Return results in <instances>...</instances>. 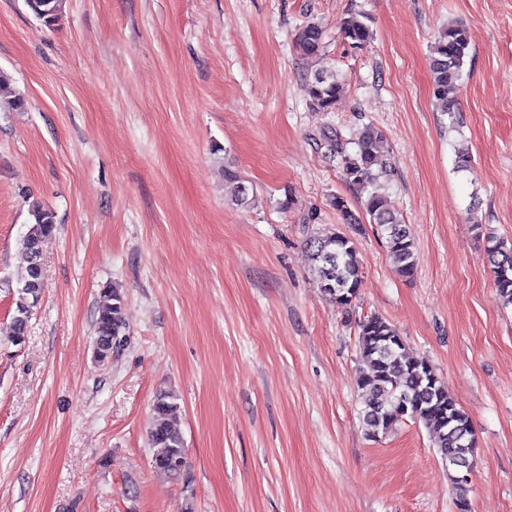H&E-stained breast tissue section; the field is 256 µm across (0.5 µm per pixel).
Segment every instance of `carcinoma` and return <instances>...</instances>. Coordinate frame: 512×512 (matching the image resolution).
Instances as JSON below:
<instances>
[{
    "instance_id": "1",
    "label": "carcinoma",
    "mask_w": 512,
    "mask_h": 512,
    "mask_svg": "<svg viewBox=\"0 0 512 512\" xmlns=\"http://www.w3.org/2000/svg\"><path fill=\"white\" fill-rule=\"evenodd\" d=\"M62 0H26L33 14L52 25L59 18ZM340 34L352 49H361L373 39L370 17L361 11L347 14L340 22ZM324 32L309 22L296 35L303 55L314 57L323 48ZM471 48V35L464 25L449 26L439 32L430 49L433 96L441 111H458L457 91L465 58ZM343 84L336 72L320 70L306 84L312 105L319 111L334 108ZM12 110L24 107V99L11 88L10 76L0 70V103ZM328 152L341 163L344 181L365 196L364 210L370 223L386 242L397 270L404 278L414 277L417 249L410 230L387 195L376 184L387 174L380 163L384 135L372 125L357 133L355 151H346L339 135L326 137ZM346 224L358 223L348 201L336 196L331 201ZM34 222L19 239L26 265L16 276L12 296V333L10 341L19 346L26 341L33 307L44 289L43 247L55 229L53 214L37 206L31 210ZM312 272L320 287L347 310L357 298L363 283V271L353 239L343 232L313 235L306 242ZM485 253L495 275V287L504 305H512V242L495 236L486 238ZM105 301L98 307L94 322L95 354L108 362L127 346L129 333L124 314V296L115 286L103 289ZM359 367L355 380L362 408L360 418L365 435L378 441L411 419L424 426L437 454L446 466L448 481L457 512H470L471 479L461 475L463 464L474 463L476 440L471 421L448 393L445 382L424 360L411 359L398 330L379 315L359 320ZM153 411L155 421L149 432L154 448L152 466L168 475L181 477L186 471V448L175 421L181 412L178 396L172 391L157 394Z\"/></svg>"
}]
</instances>
